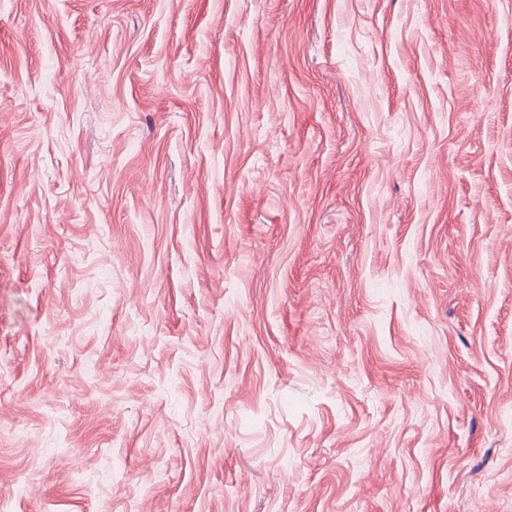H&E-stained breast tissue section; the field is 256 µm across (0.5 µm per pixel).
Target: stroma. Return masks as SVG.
<instances>
[{"label":"stroma","mask_w":512,"mask_h":512,"mask_svg":"<svg viewBox=\"0 0 512 512\" xmlns=\"http://www.w3.org/2000/svg\"><path fill=\"white\" fill-rule=\"evenodd\" d=\"M0 512H512V0H0Z\"/></svg>","instance_id":"stroma-1"}]
</instances>
